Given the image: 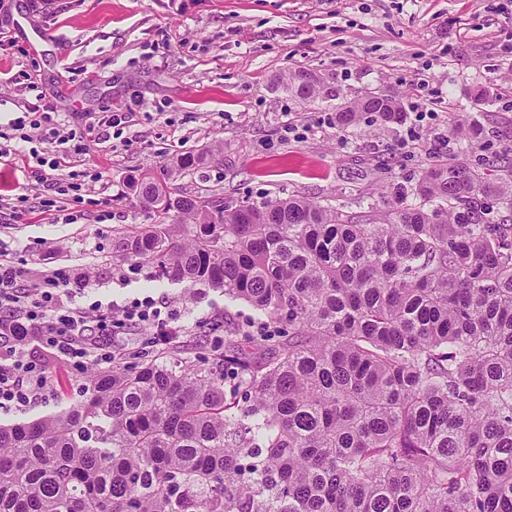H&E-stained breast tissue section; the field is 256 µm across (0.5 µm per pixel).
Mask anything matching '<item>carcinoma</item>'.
Returning <instances> with one entry per match:
<instances>
[{
    "label": "carcinoma",
    "mask_w": 512,
    "mask_h": 512,
    "mask_svg": "<svg viewBox=\"0 0 512 512\" xmlns=\"http://www.w3.org/2000/svg\"><path fill=\"white\" fill-rule=\"evenodd\" d=\"M278 83L320 94L304 69ZM367 114L404 119L370 93L336 124ZM138 198L182 219L115 252L258 325L197 363L125 354L83 402L0 425V512H512V181L438 160L367 216L149 176Z\"/></svg>",
    "instance_id": "obj_1"
}]
</instances>
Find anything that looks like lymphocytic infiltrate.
<instances>
[{"mask_svg": "<svg viewBox=\"0 0 512 512\" xmlns=\"http://www.w3.org/2000/svg\"><path fill=\"white\" fill-rule=\"evenodd\" d=\"M29 122H18L19 139L31 142L33 132L47 136L54 144L52 158L35 156L37 167L57 171L70 167L69 142L91 135L100 128L124 124L126 112L103 113L96 121L79 128L53 124L49 112L39 105L28 108ZM69 281L60 274L24 276L10 257L0 253V409L22 407L46 395L47 380L31 366L25 347L37 338L64 354L76 369H84L88 360L111 363L113 351L108 341L113 321L99 306L72 307L65 300ZM122 323L151 331L157 336L177 335L169 324L173 311L167 304L147 297L121 306Z\"/></svg>", "mask_w": 512, "mask_h": 512, "instance_id": "lymphocytic-infiltrate-1", "label": "lymphocytic infiltrate"}]
</instances>
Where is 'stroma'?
<instances>
[{
    "instance_id": "35a3bbf8",
    "label": "stroma",
    "mask_w": 512,
    "mask_h": 512,
    "mask_svg": "<svg viewBox=\"0 0 512 512\" xmlns=\"http://www.w3.org/2000/svg\"><path fill=\"white\" fill-rule=\"evenodd\" d=\"M24 10L55 44L19 31ZM299 68L330 91L394 93L405 119L341 129L336 101L307 102L277 86ZM479 86L490 89L488 101L472 98ZM39 97L65 124L73 113L111 106L131 119L71 142L75 168L94 191L65 200L83 214L74 224L29 167L31 151L46 153L49 142L0 139V202L23 196L35 208L0 222V247L24 272L70 275L77 305L167 302L182 327L171 358L190 361L208 351L210 323L229 331L255 312L218 290L191 303L182 286L152 281L148 266L116 256L121 229L157 220L134 181L149 173L175 194L230 207L300 196L351 212L393 201L397 186L415 184L438 156L479 165L486 182L499 181L501 159L512 153V0H0V127ZM465 116L480 122V136L452 134ZM190 150L204 163L175 173L173 161ZM100 210L109 220L97 219ZM26 359L53 391L0 410V424L83 401L98 369L91 362L76 371L38 340Z\"/></svg>"
}]
</instances>
